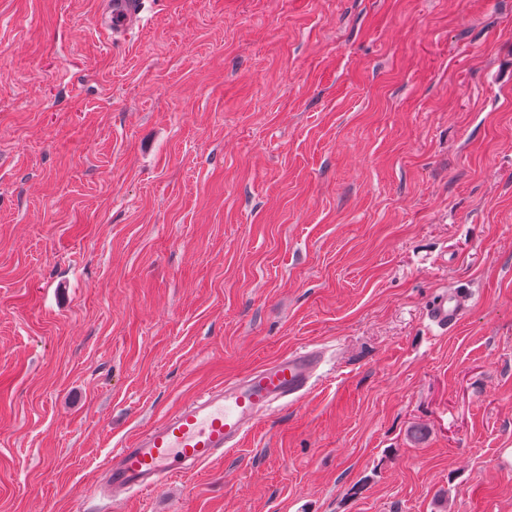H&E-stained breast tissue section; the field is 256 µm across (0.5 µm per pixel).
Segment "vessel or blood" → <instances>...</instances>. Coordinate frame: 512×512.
I'll return each mask as SVG.
<instances>
[{
  "instance_id": "vessel-or-blood-1",
  "label": "vessel or blood",
  "mask_w": 512,
  "mask_h": 512,
  "mask_svg": "<svg viewBox=\"0 0 512 512\" xmlns=\"http://www.w3.org/2000/svg\"><path fill=\"white\" fill-rule=\"evenodd\" d=\"M106 9L113 32L124 33L138 23L142 0H108ZM470 299L468 289H449L430 304L427 318L439 330H451L467 315ZM321 362L319 349L302 347L182 406L113 450L108 488L150 493L236 447L272 410L308 394Z\"/></svg>"
}]
</instances>
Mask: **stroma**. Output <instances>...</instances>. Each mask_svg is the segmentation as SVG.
<instances>
[{
  "instance_id": "35a3bbf8",
  "label": "stroma",
  "mask_w": 512,
  "mask_h": 512,
  "mask_svg": "<svg viewBox=\"0 0 512 512\" xmlns=\"http://www.w3.org/2000/svg\"><path fill=\"white\" fill-rule=\"evenodd\" d=\"M104 12L0 0V512H512V0ZM305 346L239 447L99 493ZM142 3L141 0H110L106 2L113 34L125 33L138 23ZM471 295L468 288H450L427 309L430 323L443 332L455 328L468 314ZM322 362L302 347L209 391L112 451L105 479L112 495L155 492L234 448L272 410L298 403Z\"/></svg>"
}]
</instances>
